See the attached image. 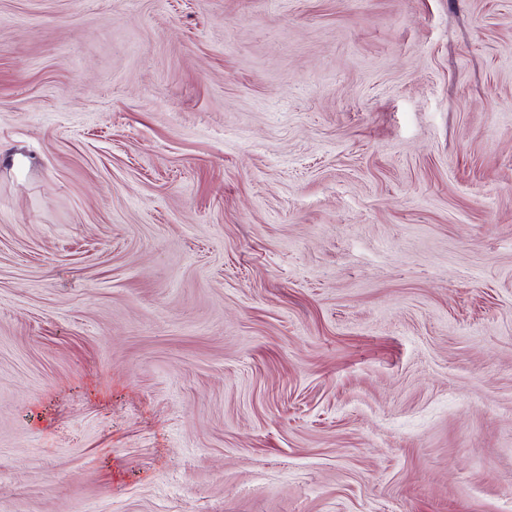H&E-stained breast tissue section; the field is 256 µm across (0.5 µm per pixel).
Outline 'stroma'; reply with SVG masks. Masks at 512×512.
Instances as JSON below:
<instances>
[{
  "instance_id": "stroma-1",
  "label": "stroma",
  "mask_w": 512,
  "mask_h": 512,
  "mask_svg": "<svg viewBox=\"0 0 512 512\" xmlns=\"http://www.w3.org/2000/svg\"><path fill=\"white\" fill-rule=\"evenodd\" d=\"M0 512H512V0H0Z\"/></svg>"
}]
</instances>
